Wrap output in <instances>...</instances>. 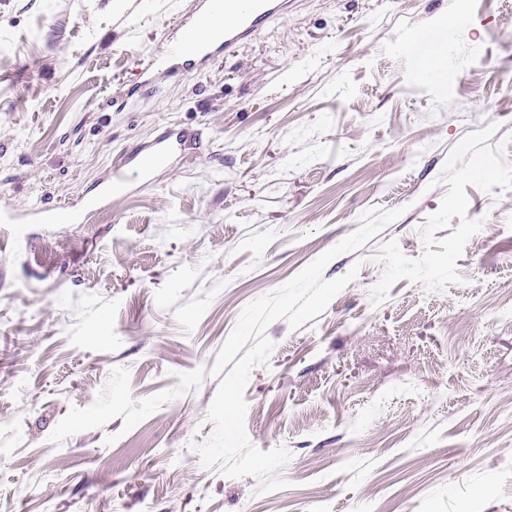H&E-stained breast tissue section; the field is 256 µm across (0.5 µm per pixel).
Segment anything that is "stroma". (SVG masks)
<instances>
[{
  "mask_svg": "<svg viewBox=\"0 0 512 512\" xmlns=\"http://www.w3.org/2000/svg\"><path fill=\"white\" fill-rule=\"evenodd\" d=\"M196 5L0 0V206L76 200L188 134L91 223L0 224V512H512V190L466 186L461 283L371 299L382 243L422 254L450 150L512 132V0H291L234 55L149 74ZM398 208L326 266L360 271L321 315L266 329L245 426L291 452L286 487L204 468L243 307ZM447 44V37L433 36L416 47L424 57L427 67L430 70H439L444 57L447 55Z\"/></svg>",
  "mask_w": 512,
  "mask_h": 512,
  "instance_id": "1",
  "label": "stroma"
}]
</instances>
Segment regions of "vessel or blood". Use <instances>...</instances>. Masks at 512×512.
<instances>
[{"mask_svg":"<svg viewBox=\"0 0 512 512\" xmlns=\"http://www.w3.org/2000/svg\"><path fill=\"white\" fill-rule=\"evenodd\" d=\"M288 0H199L196 16L181 21L179 36L167 41L153 63L165 72H182L234 53L270 22L283 19ZM181 134L166 131L150 144L138 147L133 164H119L103 179L93 195L50 208L21 213L0 212L4 224H84L100 207L111 205L117 195L130 193L136 184L153 179L163 168L174 167L182 150Z\"/></svg>","mask_w":512,"mask_h":512,"instance_id":"b4317fda","label":"vessel or blood"}]
</instances>
